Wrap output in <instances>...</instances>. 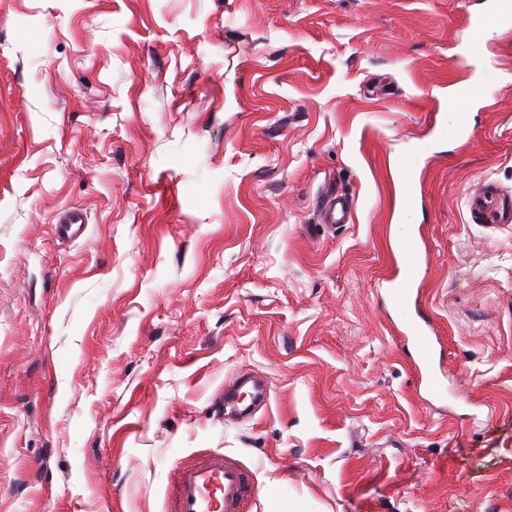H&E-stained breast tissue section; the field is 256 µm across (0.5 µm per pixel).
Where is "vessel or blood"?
Segmentation results:
<instances>
[{
	"mask_svg": "<svg viewBox=\"0 0 512 512\" xmlns=\"http://www.w3.org/2000/svg\"><path fill=\"white\" fill-rule=\"evenodd\" d=\"M467 199L475 223L491 226L512 223V207L498 198L493 187L468 192ZM350 218L346 200L333 196L326 200L320 211L321 224L329 228L348 223ZM86 228L83 215L77 211L65 210L56 218L55 229L62 239H78ZM433 332L432 322L421 314L413 317L411 326L402 330L407 346L417 357L418 380L432 391L437 388ZM268 397L267 382L247 373L227 384L224 404L239 414L248 415ZM250 493L251 479L246 470L232 458L213 453L181 471L173 489V512H242Z\"/></svg>",
	"mask_w": 512,
	"mask_h": 512,
	"instance_id": "vessel-or-blood-1",
	"label": "vessel or blood"
}]
</instances>
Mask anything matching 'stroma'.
Wrapping results in <instances>:
<instances>
[{
  "label": "stroma",
  "instance_id": "1",
  "mask_svg": "<svg viewBox=\"0 0 512 512\" xmlns=\"http://www.w3.org/2000/svg\"><path fill=\"white\" fill-rule=\"evenodd\" d=\"M490 2L0 0V512H171L215 452L243 512H512V225L466 204L512 200ZM419 308L438 397L399 332ZM242 371L267 405L219 413ZM468 207L472 220L476 224L512 223V208L505 205L497 196L493 187L487 186L480 192H467ZM320 212V223L327 228H336L339 224H348L351 213L350 208L343 198L330 196L324 203ZM87 224L83 215L74 210H65L56 218L57 235L65 240H76L86 231Z\"/></svg>",
  "mask_w": 512,
  "mask_h": 512
}]
</instances>
